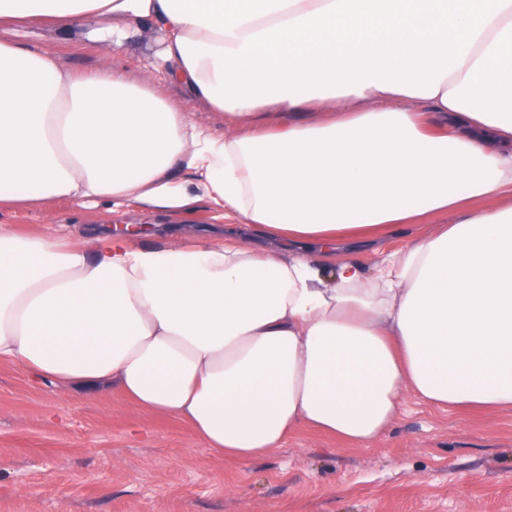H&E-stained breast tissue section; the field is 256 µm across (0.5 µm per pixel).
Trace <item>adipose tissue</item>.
Instances as JSON below:
<instances>
[{
  "mask_svg": "<svg viewBox=\"0 0 512 512\" xmlns=\"http://www.w3.org/2000/svg\"><path fill=\"white\" fill-rule=\"evenodd\" d=\"M102 16L161 24L140 82L117 28L88 75L0 40V210L205 201L227 242L1 224V361L241 463L303 426L369 442L410 395L512 409V0H0L14 33ZM435 215L372 272L336 257ZM155 90L161 96L169 99V101L185 112L187 119L200 126L209 127L216 134L223 133L224 120L221 117L207 112L205 107L197 102H190L184 99L180 93L166 85L162 80L158 79L155 84Z\"/></svg>",
  "mask_w": 512,
  "mask_h": 512,
  "instance_id": "1",
  "label": "adipose tissue"
}]
</instances>
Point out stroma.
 <instances>
[{
    "label": "stroma",
    "mask_w": 512,
    "mask_h": 512,
    "mask_svg": "<svg viewBox=\"0 0 512 512\" xmlns=\"http://www.w3.org/2000/svg\"><path fill=\"white\" fill-rule=\"evenodd\" d=\"M127 25L135 35L113 63L135 82L162 37L152 19L100 17L43 29L34 42L88 74L100 56L91 29ZM73 221L82 231L141 226L136 241L145 246L162 236L224 241L203 202L185 224L158 223L134 206L111 214L62 199L0 212V224L30 234ZM0 512H512V410H441L411 399L369 445L305 427L242 464L120 394L68 391L0 363Z\"/></svg>",
    "instance_id": "35a3bbf8"
}]
</instances>
